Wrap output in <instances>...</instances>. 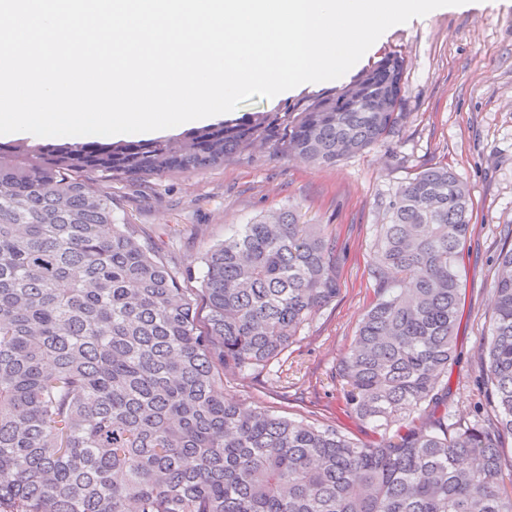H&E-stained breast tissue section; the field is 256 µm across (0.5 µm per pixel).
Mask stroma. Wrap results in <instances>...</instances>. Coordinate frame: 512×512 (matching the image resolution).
I'll list each match as a JSON object with an SVG mask.
<instances>
[{"label": "stroma", "instance_id": "obj_1", "mask_svg": "<svg viewBox=\"0 0 512 512\" xmlns=\"http://www.w3.org/2000/svg\"><path fill=\"white\" fill-rule=\"evenodd\" d=\"M405 61V104L394 133L332 166L282 156L258 145L203 173L105 184L117 217L132 224L196 291L201 258L239 225L279 209L321 224L336 240L340 293L299 331L278 361L247 375L226 373L224 396L243 410L328 423L376 440L345 408L338 366L374 299V242L396 191L423 170L445 165L467 184L470 236L459 261L457 359L448 368V418L465 415L477 395L476 354L487 336L496 257L512 241V6L437 11L390 29L340 80L252 98L228 112H290L351 82L384 56Z\"/></svg>", "mask_w": 512, "mask_h": 512}]
</instances>
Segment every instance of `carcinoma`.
<instances>
[{"instance_id":"1","label":"carcinoma","mask_w":512,"mask_h":512,"mask_svg":"<svg viewBox=\"0 0 512 512\" xmlns=\"http://www.w3.org/2000/svg\"><path fill=\"white\" fill-rule=\"evenodd\" d=\"M403 75L386 55L293 114L177 140L0 142V512H512V245L477 355L482 399L462 423L439 412L471 224L456 173L417 174L379 227L381 287L339 365L373 443L224 399L225 372L270 365L340 293L324 225L291 209L241 225L203 254L196 297L100 188L202 173L271 141L334 165L394 132Z\"/></svg>"}]
</instances>
